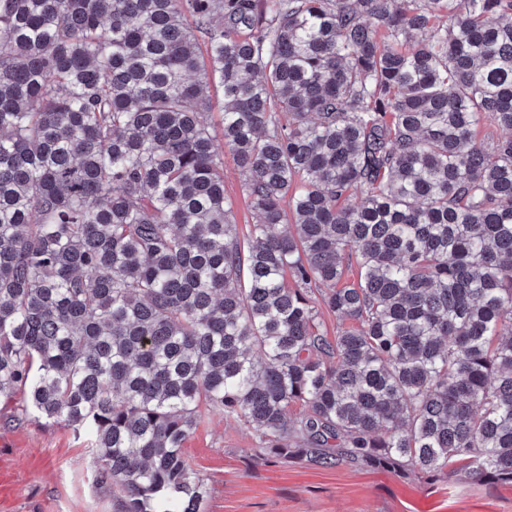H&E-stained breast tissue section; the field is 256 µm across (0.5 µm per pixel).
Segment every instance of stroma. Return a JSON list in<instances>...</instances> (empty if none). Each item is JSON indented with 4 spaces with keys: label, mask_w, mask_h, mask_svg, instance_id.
<instances>
[{
    "label": "stroma",
    "mask_w": 512,
    "mask_h": 512,
    "mask_svg": "<svg viewBox=\"0 0 512 512\" xmlns=\"http://www.w3.org/2000/svg\"><path fill=\"white\" fill-rule=\"evenodd\" d=\"M24 400L0 397V468L11 479L0 512H119L95 478L88 437L22 414ZM256 446L253 430L206 412L184 447L207 485L204 512H512V490L491 484L284 463Z\"/></svg>",
    "instance_id": "35a3bbf8"
}]
</instances>
